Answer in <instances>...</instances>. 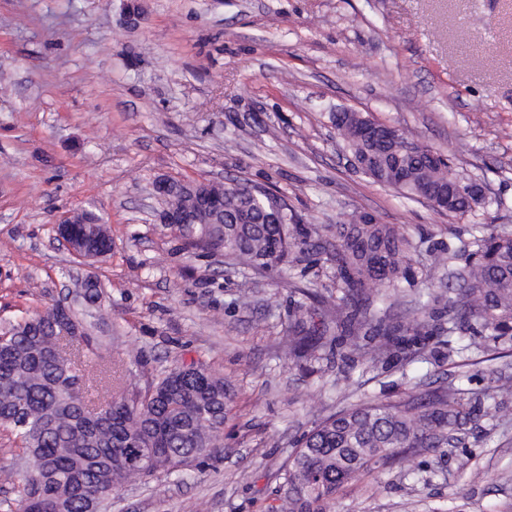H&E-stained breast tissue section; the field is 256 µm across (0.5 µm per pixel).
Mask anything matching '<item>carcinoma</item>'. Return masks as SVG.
<instances>
[{"instance_id":"1","label":"carcinoma","mask_w":512,"mask_h":512,"mask_svg":"<svg viewBox=\"0 0 512 512\" xmlns=\"http://www.w3.org/2000/svg\"><path fill=\"white\" fill-rule=\"evenodd\" d=\"M352 157L368 161L373 175L384 178L385 150L366 158L370 147L351 139ZM407 182L402 195L411 199L423 185L438 186L444 173L413 152L406 155ZM244 185H224V256L246 267L268 268L288 263L293 253L318 254L312 230L290 216L288 224H260L276 197L246 198ZM248 199L255 224H238L240 206ZM70 233L85 242L86 258L97 261L112 251L107 229L93 223L101 217L81 211ZM336 245L324 262L335 269L341 295L331 309L344 329L349 353L364 357L370 367L404 355L413 362L425 356L412 349L407 336L432 331L431 315L390 324L371 310L366 291L384 288L393 297L415 279L411 242L395 226L368 223L363 217L338 224ZM464 265L458 289L448 288V332L466 318L475 319L481 335L512 342V235L480 233L460 250ZM470 303L467 308L457 298ZM55 305L36 310L5 327L0 334V429L14 436L17 456L35 454L43 461L38 477L21 478L18 512H102L112 494L141 478L138 468L117 464L154 459L160 473L221 448L220 432L234 399L232 384L202 363L175 367L160 374L143 394L119 396L100 404L99 418H88L84 395L64 390L71 379L86 384L90 374L79 367L77 353H95L91 333L62 340L52 335ZM288 358L317 361L328 332L326 314L299 306ZM512 390L489 386L471 403L462 402L450 386L418 402L366 401L339 410L304 435L284 469L280 504L274 512H331L336 494L359 480L376 464L402 462L422 448H454L478 413L500 409Z\"/></svg>"}]
</instances>
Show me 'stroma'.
Returning <instances> with one entry per match:
<instances>
[{"label":"stroma","instance_id":"stroma-1","mask_svg":"<svg viewBox=\"0 0 512 512\" xmlns=\"http://www.w3.org/2000/svg\"><path fill=\"white\" fill-rule=\"evenodd\" d=\"M0 328L79 288L103 291L88 370L126 388L194 361L230 380L223 455L139 479L110 512H272L300 437L361 400L471 399L512 385V346L476 322L425 337L427 361L372 368L333 341L306 372L288 358L326 263L272 270L193 249L158 221L156 179L277 192L303 224L366 213L412 242L414 287L374 309L403 322L455 281L475 228L512 234V0H0ZM397 127L486 188L491 205L436 211L357 171L332 115ZM87 210L112 251L83 265L55 226ZM447 256L444 267L437 257ZM333 512H512V406L456 448L422 450L341 490Z\"/></svg>","mask_w":512,"mask_h":512}]
</instances>
